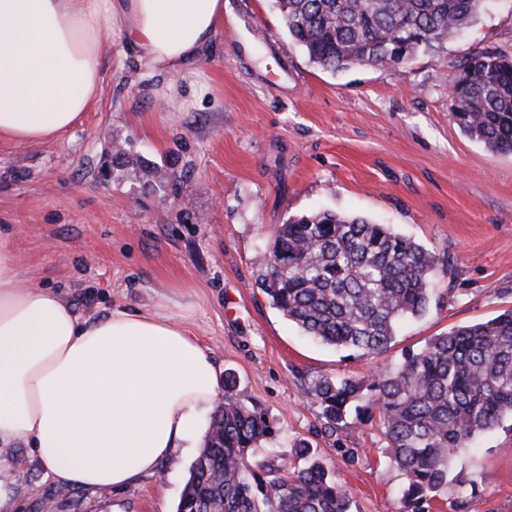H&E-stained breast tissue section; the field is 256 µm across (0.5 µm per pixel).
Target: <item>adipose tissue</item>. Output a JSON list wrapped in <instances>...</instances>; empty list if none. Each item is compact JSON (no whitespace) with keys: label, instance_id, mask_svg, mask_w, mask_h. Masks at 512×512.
Returning <instances> with one entry per match:
<instances>
[{"label":"adipose tissue","instance_id":"1","mask_svg":"<svg viewBox=\"0 0 512 512\" xmlns=\"http://www.w3.org/2000/svg\"><path fill=\"white\" fill-rule=\"evenodd\" d=\"M232 15L230 0H0V137L36 143L76 125L101 93L107 37L177 76ZM218 398L213 359L178 322L81 318L58 293L20 287L0 235L1 448L30 444L63 485L119 489L199 439Z\"/></svg>","mask_w":512,"mask_h":512}]
</instances>
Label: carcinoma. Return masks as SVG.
<instances>
[{"mask_svg": "<svg viewBox=\"0 0 512 512\" xmlns=\"http://www.w3.org/2000/svg\"><path fill=\"white\" fill-rule=\"evenodd\" d=\"M293 44L336 73L353 66H402L419 50L455 37L488 0H277ZM452 119L468 137L512 152V57L477 50L459 64ZM440 258L385 224L323 211L275 227L258 269L270 305L306 336L359 357L391 346L397 325L423 316ZM224 371L215 407L177 512H352L349 491L308 445L293 444L289 472L256 452L276 436L266 413L236 396ZM326 428L350 412L378 411L388 457L406 478L402 512H431L448 486L453 458L512 419V311L453 327L406 352L368 382L321 375L308 386ZM451 503L478 512L476 481Z\"/></svg>", "mask_w": 512, "mask_h": 512, "instance_id": "1", "label": "carcinoma"}]
</instances>
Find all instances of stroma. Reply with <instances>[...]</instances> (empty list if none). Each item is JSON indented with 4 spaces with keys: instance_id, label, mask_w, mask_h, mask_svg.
I'll return each instance as SVG.
<instances>
[{
    "instance_id": "obj_1",
    "label": "stroma",
    "mask_w": 512,
    "mask_h": 512,
    "mask_svg": "<svg viewBox=\"0 0 512 512\" xmlns=\"http://www.w3.org/2000/svg\"><path fill=\"white\" fill-rule=\"evenodd\" d=\"M188 72L144 73L105 44L102 92L54 140L0 138V233L25 286L94 320L115 310L181 322L277 436L303 440L350 492L353 512H401L403 472L379 415L323 428L307 394L322 374L373 378L406 349L512 309V154L466 136L448 91L473 51L512 56V0H491L456 38L406 65L332 73L295 46L275 0H232ZM126 152L116 159L115 149ZM318 210L360 215L436 252L440 301L376 358L313 341L269 305L257 264L276 225ZM197 449L128 488L60 490L20 442L0 450V512H176ZM453 472L477 481L480 512H512V421L480 436Z\"/></svg>"
}]
</instances>
